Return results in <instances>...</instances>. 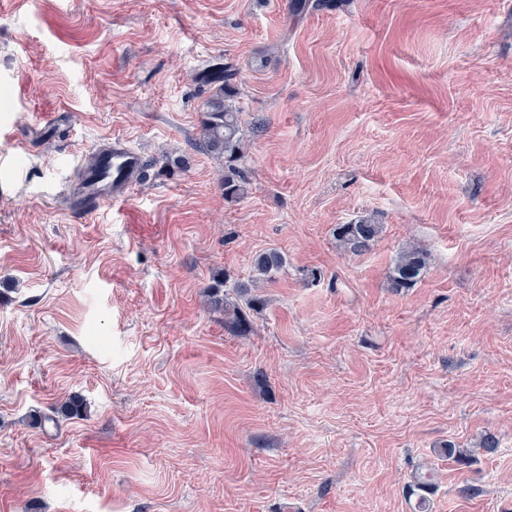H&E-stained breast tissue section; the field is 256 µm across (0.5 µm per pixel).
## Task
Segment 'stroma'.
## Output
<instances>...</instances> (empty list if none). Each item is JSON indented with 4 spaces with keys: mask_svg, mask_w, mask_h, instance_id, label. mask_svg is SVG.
<instances>
[{
    "mask_svg": "<svg viewBox=\"0 0 512 512\" xmlns=\"http://www.w3.org/2000/svg\"><path fill=\"white\" fill-rule=\"evenodd\" d=\"M113 135L146 179L73 214ZM268 248L230 334L210 288ZM428 468L429 512H512V0H0V512H415ZM232 76L225 69L217 70L211 76L212 83L218 88L208 104L202 141L207 151L224 157V198L240 199L247 194V182L239 175L236 163L244 156L248 144L242 133L240 113L224 103L232 88ZM380 224L371 219H361L354 224H340L336 227V238L353 255L366 252L378 238ZM425 264L426 254L423 249L413 246L401 249L389 277L390 288L399 291L413 286ZM285 259L277 250L271 249L259 254L254 262V275L248 282L235 283L237 296L243 300L229 302L224 297V327L234 335L245 336L250 332L252 321L250 310H254L256 299L250 295L251 288H261L264 281H272L283 268ZM248 310V312H247Z\"/></svg>",
    "mask_w": 512,
    "mask_h": 512,
    "instance_id": "obj_1",
    "label": "stroma"
}]
</instances>
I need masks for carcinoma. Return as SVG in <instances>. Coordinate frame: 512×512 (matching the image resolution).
<instances>
[{
  "label": "carcinoma",
  "mask_w": 512,
  "mask_h": 512,
  "mask_svg": "<svg viewBox=\"0 0 512 512\" xmlns=\"http://www.w3.org/2000/svg\"><path fill=\"white\" fill-rule=\"evenodd\" d=\"M211 80L218 88L208 104L207 120L202 132L203 144L207 151L224 157V197L240 199L247 194V182L239 175L236 163L244 156L248 144L242 133L239 112L224 103L225 96L231 90L232 74L225 69L217 70L212 74ZM380 231V225L370 219H361L354 224L337 225L336 238L351 254L361 255L375 242ZM284 264L283 255L274 249L256 257L252 279L234 284L237 296L242 298V301H224L225 329L240 336L250 332V310L254 309L256 304V299L250 296V290L261 287L263 282L275 279V275ZM425 264L426 254L423 249L413 246L401 249L390 275V288L399 291L413 286ZM433 488L430 475L415 478L414 484L409 488V494L420 492L418 508L426 507L425 493Z\"/></svg>",
  "instance_id": "1"
}]
</instances>
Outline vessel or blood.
Segmentation results:
<instances>
[{
	"label": "vessel or blood",
	"mask_w": 512,
	"mask_h": 512,
	"mask_svg": "<svg viewBox=\"0 0 512 512\" xmlns=\"http://www.w3.org/2000/svg\"><path fill=\"white\" fill-rule=\"evenodd\" d=\"M139 151L122 136L105 138L83 156L67 188L71 209L89 214L100 206L125 201L140 180Z\"/></svg>",
	"instance_id": "b4317fda"
}]
</instances>
